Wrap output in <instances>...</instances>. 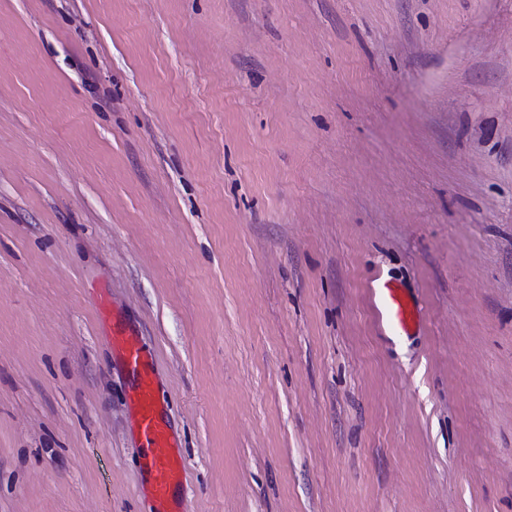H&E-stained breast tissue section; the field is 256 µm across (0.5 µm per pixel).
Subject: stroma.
<instances>
[{
    "mask_svg": "<svg viewBox=\"0 0 512 512\" xmlns=\"http://www.w3.org/2000/svg\"><path fill=\"white\" fill-rule=\"evenodd\" d=\"M114 320L182 512H512V0H0V512H157ZM384 289L387 294L390 318L394 327L408 332L414 317L413 309L409 306L407 301L398 294L397 288L387 286ZM112 348L119 354L132 378L131 395L138 433L143 441V458L148 473L147 492L158 503V512H181L175 493L181 484L183 458L164 413L151 370L152 357L133 331L112 321Z\"/></svg>",
    "mask_w": 512,
    "mask_h": 512,
    "instance_id": "35a3bbf8",
    "label": "stroma"
}]
</instances>
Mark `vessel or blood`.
Here are the masks:
<instances>
[{"label": "vessel or blood", "mask_w": 512, "mask_h": 512, "mask_svg": "<svg viewBox=\"0 0 512 512\" xmlns=\"http://www.w3.org/2000/svg\"><path fill=\"white\" fill-rule=\"evenodd\" d=\"M391 321L396 329L408 330L414 312L397 289L386 290ZM113 349L132 378L131 395L138 433L143 441V458L148 473L147 491L158 503L160 512H177L176 492L181 484L183 458L164 413L157 384L151 370L152 357L135 332L113 325Z\"/></svg>", "instance_id": "b4317fda"}]
</instances>
